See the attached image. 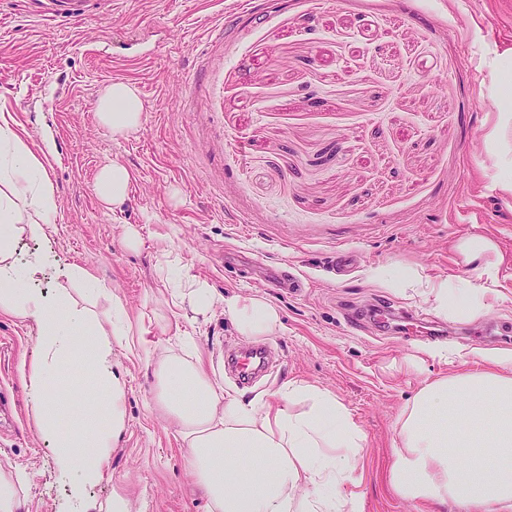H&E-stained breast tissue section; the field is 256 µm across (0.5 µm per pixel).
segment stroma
Returning <instances> with one entry per match:
<instances>
[{"mask_svg": "<svg viewBox=\"0 0 512 512\" xmlns=\"http://www.w3.org/2000/svg\"><path fill=\"white\" fill-rule=\"evenodd\" d=\"M80 21L54 24L31 0H0V118L46 169L57 212L44 243L20 241L25 263L51 253L40 286L66 290L99 319L120 299L130 333L111 337L124 383V427L110 467L87 489L129 512H207L184 461L178 425L155 409L147 353H182L192 338L212 379L242 397L271 398L292 381L331 390L365 435L363 512H422L388 482L405 405L427 383L477 372L482 351L512 352V0H84ZM133 84L140 130L117 138L94 104ZM317 105H308V98ZM499 127L503 149L488 138ZM107 160L132 173L124 202L94 191ZM141 242L128 248L125 225ZM494 245L498 296L475 318L378 286L374 269L477 280L462 239ZM360 258L347 276L332 259ZM175 260L216 297L200 315L173 304L163 268ZM83 269L97 293L57 267ZM296 274L304 288L269 287ZM260 297L281 331L266 337L273 372L241 390L226 348L254 345L225 316L223 297ZM427 314L455 346L422 349L369 311ZM35 324L0 317V392L13 423L0 430V472L22 469L18 512H72L71 481L31 416L21 358L37 354Z\"/></svg>", "mask_w": 512, "mask_h": 512, "instance_id": "35a3bbf8", "label": "stroma"}]
</instances>
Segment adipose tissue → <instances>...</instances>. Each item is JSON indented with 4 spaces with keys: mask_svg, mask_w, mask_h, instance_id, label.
I'll return each instance as SVG.
<instances>
[{
    "mask_svg": "<svg viewBox=\"0 0 512 512\" xmlns=\"http://www.w3.org/2000/svg\"><path fill=\"white\" fill-rule=\"evenodd\" d=\"M99 123L128 136L143 122L134 85L115 82L94 104ZM132 175L116 161L100 165L94 189L108 205H120ZM57 210L45 168L8 125H0V316L30 320L42 329L38 356L20 366L35 395L32 415L56 450V465L84 484L109 467V450L124 422V385L113 369L109 335L129 333L126 309L112 302V325L74 304L34 289L51 255L35 258L24 272L13 262L19 238H45ZM462 250L481 261L484 282L425 280L409 269H378L374 282L431 301L439 314L459 309L482 314L494 292L483 259L489 240L473 237ZM224 313L248 337L272 336L278 310L259 297L224 300ZM485 371H461L428 383L398 421L399 445L390 487L428 512H512V354H488ZM152 364L155 406L181 427L185 462L206 491L207 512H360L363 477L358 458L364 435L347 407L330 391L291 383L275 402L225 395L202 361L164 353ZM80 385L76 404H90L83 419L63 422L52 388L71 375Z\"/></svg>",
    "mask_w": 512,
    "mask_h": 512,
    "instance_id": "1",
    "label": "adipose tissue"
}]
</instances>
